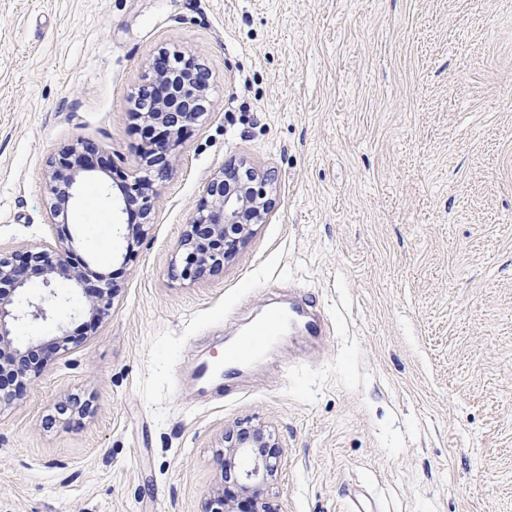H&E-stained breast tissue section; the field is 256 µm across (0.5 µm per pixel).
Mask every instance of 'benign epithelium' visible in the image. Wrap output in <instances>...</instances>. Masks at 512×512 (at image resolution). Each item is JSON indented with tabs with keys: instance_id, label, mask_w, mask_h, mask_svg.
<instances>
[{
	"instance_id": "benign-epithelium-1",
	"label": "benign epithelium",
	"mask_w": 512,
	"mask_h": 512,
	"mask_svg": "<svg viewBox=\"0 0 512 512\" xmlns=\"http://www.w3.org/2000/svg\"><path fill=\"white\" fill-rule=\"evenodd\" d=\"M182 55L161 52L150 67L146 90H138L134 98L136 117L150 123L156 136L143 158L145 175L120 188L123 200H141V212L148 216L154 207L149 194L152 178L162 180L173 169L184 132L207 111L208 78L205 69L179 66ZM94 147L88 143L72 146L57 160L49 161L47 177L51 197L48 206L49 225L65 223L71 199L94 179V167L89 156ZM270 175L253 167L229 165L216 173L207 183L205 198L192 214L180 241L181 256L174 258L173 271L184 279L198 280L224 266L237 246L252 234V226L262 224L270 212L273 199L267 197L265 186ZM86 261L76 253L73 237L53 236L23 251L0 252V376L9 373L22 379L40 373L33 364L37 354L49 361L67 354L78 342L62 335L45 342L31 337L17 341L19 326L26 321H48L53 317L52 297L27 300L21 307L15 298L28 288L29 274L37 272L48 287L58 278L76 287L84 283ZM112 307V283L105 279L88 299L87 314L94 323L102 322ZM21 388L0 387V412L21 400ZM232 455L254 457V466L240 473V491L258 504L263 487L278 471L280 460L273 436L263 429L245 430L225 438Z\"/></svg>"
}]
</instances>
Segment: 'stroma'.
<instances>
[{
    "label": "stroma",
    "mask_w": 512,
    "mask_h": 512,
    "mask_svg": "<svg viewBox=\"0 0 512 512\" xmlns=\"http://www.w3.org/2000/svg\"><path fill=\"white\" fill-rule=\"evenodd\" d=\"M210 106L140 238L131 97L160 50ZM94 144L68 229L108 275L98 325L0 412V512H209L226 435L261 428L270 512H512V0H0V249L50 235L51 158ZM274 176V206L199 281L171 263L207 181ZM333 326L195 386L294 293ZM86 401L89 414L56 408Z\"/></svg>",
    "instance_id": "stroma-1"
}]
</instances>
